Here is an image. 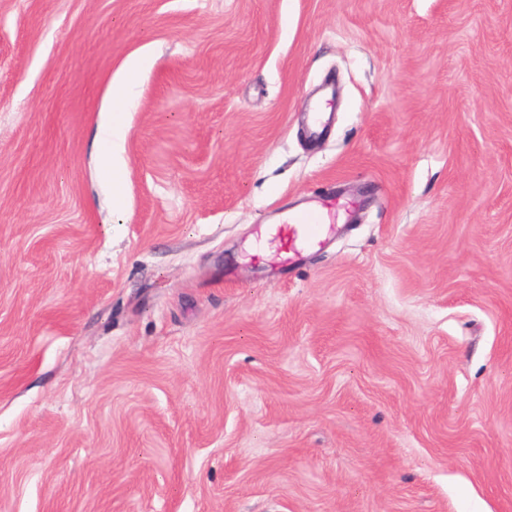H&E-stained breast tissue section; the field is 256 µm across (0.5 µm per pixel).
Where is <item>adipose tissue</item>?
<instances>
[{"label":"adipose tissue","mask_w":512,"mask_h":512,"mask_svg":"<svg viewBox=\"0 0 512 512\" xmlns=\"http://www.w3.org/2000/svg\"><path fill=\"white\" fill-rule=\"evenodd\" d=\"M150 61L149 56L136 55L130 57L124 64L120 75L112 81V105L117 114L112 118L111 126L105 128L104 136L109 144V150L104 157L105 170L112 177L113 192H120L121 179L119 173L125 151L126 129L118 111L129 102L130 90L137 82L140 74Z\"/></svg>","instance_id":"adipose-tissue-1"}]
</instances>
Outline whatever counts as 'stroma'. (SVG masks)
<instances>
[{
	"instance_id": "1",
	"label": "stroma",
	"mask_w": 512,
	"mask_h": 512,
	"mask_svg": "<svg viewBox=\"0 0 512 512\" xmlns=\"http://www.w3.org/2000/svg\"><path fill=\"white\" fill-rule=\"evenodd\" d=\"M0 512H512V0H0ZM150 62L147 55L130 57L124 64L120 75L112 81V126L104 129L103 133L109 144V150L105 154L103 165L105 170L112 175V193L117 199L121 198V179L119 176L123 153L125 151L126 129L116 112L121 110L129 102L130 90L137 82L140 74ZM330 222L328 212L297 209L290 212L285 221L275 227L274 236L279 242L280 250L285 254H291V257H288L290 265L302 252L321 244Z\"/></svg>"
}]
</instances>
